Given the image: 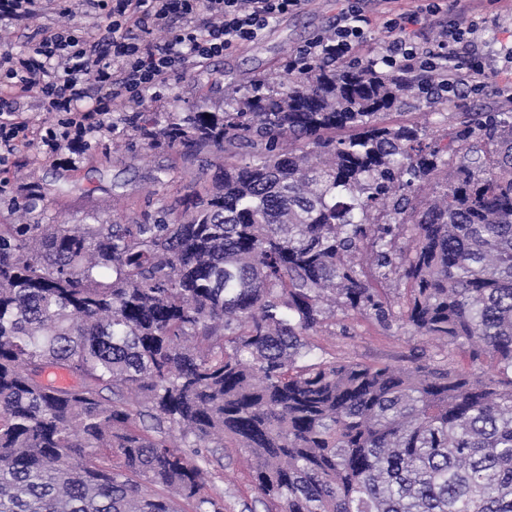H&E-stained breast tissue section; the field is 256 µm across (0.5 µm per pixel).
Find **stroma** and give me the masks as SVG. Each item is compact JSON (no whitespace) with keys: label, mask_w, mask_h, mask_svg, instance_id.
<instances>
[{"label":"stroma","mask_w":512,"mask_h":512,"mask_svg":"<svg viewBox=\"0 0 512 512\" xmlns=\"http://www.w3.org/2000/svg\"><path fill=\"white\" fill-rule=\"evenodd\" d=\"M342 0H303L300 8L273 23L249 45L204 62L172 77L147 94L144 111H220L228 93H245L252 78L286 79V63L313 37L329 31ZM478 42L486 57L487 85L480 94L455 99L457 110L512 112V99L500 94L512 82V61L504 50L512 46V0H475ZM32 28L72 26L104 32L105 18L87 13L82 0H65L62 10L41 15ZM176 175L174 186L156 183L158 170ZM193 170L180 154L166 147L144 148L130 129H118L94 140L76 164L45 160L35 148L19 154L0 190V224H109L156 213L192 191ZM336 333L316 341L341 361L368 365L406 364L413 347L434 352L435 340L415 337L403 329L384 330L352 311H337ZM212 492L224 498V512H265L255 490L250 463L237 449H225L214 464Z\"/></svg>","instance_id":"35a3bbf8"}]
</instances>
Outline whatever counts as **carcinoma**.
<instances>
[{
	"label": "carcinoma",
	"mask_w": 512,
	"mask_h": 512,
	"mask_svg": "<svg viewBox=\"0 0 512 512\" xmlns=\"http://www.w3.org/2000/svg\"><path fill=\"white\" fill-rule=\"evenodd\" d=\"M440 81L302 63L135 112L221 177L151 222L0 224V512H224L228 447L269 512H512V113L384 122ZM338 307L442 349L338 361ZM425 112H441L434 109H416L405 113L393 112L387 116V121L391 123H417L426 130L430 137L438 136L443 133L446 122L437 114H427Z\"/></svg>",
	"instance_id": "cac0c4a2"
}]
</instances>
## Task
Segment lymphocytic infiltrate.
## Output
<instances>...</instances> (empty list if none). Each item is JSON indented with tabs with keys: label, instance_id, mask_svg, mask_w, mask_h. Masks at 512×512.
I'll return each instance as SVG.
<instances>
[{
	"label": "lymphocytic infiltrate",
	"instance_id": "obj_1",
	"mask_svg": "<svg viewBox=\"0 0 512 512\" xmlns=\"http://www.w3.org/2000/svg\"><path fill=\"white\" fill-rule=\"evenodd\" d=\"M107 21L105 36L81 29L40 28L25 34V50L0 53V174L34 145L46 159L83 153L114 131L113 115L136 112L151 89L205 61L245 47L303 0H84ZM364 0H346L329 34L299 50V59L341 64L355 59L373 21L388 34L387 67H443L445 91L481 92L486 62L474 46L472 0H392L371 18ZM446 17L438 40L421 46L422 21ZM166 38H156V31ZM37 95L46 113L35 119L21 101Z\"/></svg>",
	"mask_w": 512,
	"mask_h": 512
}]
</instances>
